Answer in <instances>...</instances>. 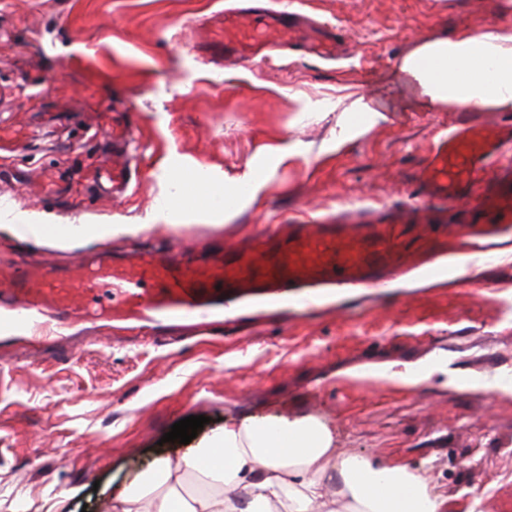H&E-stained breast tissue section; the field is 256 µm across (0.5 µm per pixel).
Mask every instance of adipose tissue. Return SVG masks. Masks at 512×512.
<instances>
[{
	"label": "adipose tissue",
	"mask_w": 512,
	"mask_h": 512,
	"mask_svg": "<svg viewBox=\"0 0 512 512\" xmlns=\"http://www.w3.org/2000/svg\"><path fill=\"white\" fill-rule=\"evenodd\" d=\"M424 106L512 111V27L418 44L396 63ZM341 112L322 153L337 151L384 119L372 101L336 98ZM299 140L264 150L243 170L199 181L198 163L170 155L160 167L167 185L145 217L213 224L262 202L291 157H309ZM138 224L50 223L42 214L0 210V231L61 249L75 241L141 232ZM336 430L316 418L228 419L174 464L164 462L112 500V512H446L445 499L404 464L364 454L337 455Z\"/></svg>",
	"instance_id": "ef3b65f1"
}]
</instances>
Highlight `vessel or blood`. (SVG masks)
<instances>
[{"label":"vessel or blood","instance_id":"vessel-or-blood-1","mask_svg":"<svg viewBox=\"0 0 512 512\" xmlns=\"http://www.w3.org/2000/svg\"><path fill=\"white\" fill-rule=\"evenodd\" d=\"M240 56L253 55L260 26L251 12L224 17ZM512 151V123L494 128L463 126L435 143L419 178V193L436 202L454 200L473 171ZM394 224H346L321 219L273 224L248 245L223 259L193 265L172 249L137 248L112 259L86 257L77 275L39 265L9 266L0 275V305L26 317L77 314L86 319L157 313L173 318H208L218 287L278 305L314 299L322 290L352 293L383 288L389 280L419 270L439 276L435 264L443 244H430V225H422V244L397 248ZM505 225L472 224L463 234L465 253L489 252L504 244Z\"/></svg>","mask_w":512,"mask_h":512}]
</instances>
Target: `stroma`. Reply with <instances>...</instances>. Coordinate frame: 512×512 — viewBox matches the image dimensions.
<instances>
[{"label":"stroma","instance_id":"35a3bbf8","mask_svg":"<svg viewBox=\"0 0 512 512\" xmlns=\"http://www.w3.org/2000/svg\"><path fill=\"white\" fill-rule=\"evenodd\" d=\"M298 14L254 61L224 57V13L257 4ZM512 25V0H0V206L58 224H135L164 189L177 153L235 174L264 146L321 144L335 115L301 121L297 97H371L385 116L338 153L288 159L261 207L221 227L160 222L142 238L204 253L266 225L317 212L366 224L407 211L403 246L437 225L455 242L484 223L474 200L440 204L417 185L448 125L494 126L504 112L422 109L396 72L418 43ZM349 44L308 55L301 35ZM143 146L129 191L104 189L112 119ZM133 237L71 249L0 236V257L70 269L86 253L120 257ZM33 342L0 331V512H102L186 445L163 435L185 417H318L336 446L405 464L447 498V512H512V256L450 262L429 287L350 296L322 309L260 310L230 323L151 328L100 321ZM431 367L415 386L398 373ZM496 388H486V381Z\"/></svg>","mask_w":512,"mask_h":512}]
</instances>
